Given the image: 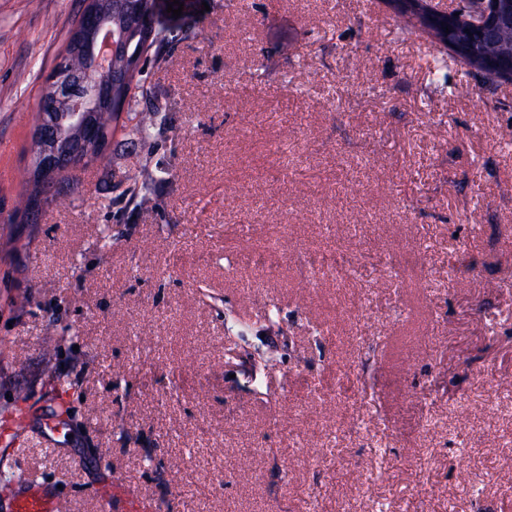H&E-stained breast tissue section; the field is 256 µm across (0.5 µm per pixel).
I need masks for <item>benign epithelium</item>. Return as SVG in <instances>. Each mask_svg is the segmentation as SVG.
I'll return each instance as SVG.
<instances>
[{
  "instance_id": "benign-epithelium-1",
  "label": "benign epithelium",
  "mask_w": 512,
  "mask_h": 512,
  "mask_svg": "<svg viewBox=\"0 0 512 512\" xmlns=\"http://www.w3.org/2000/svg\"><path fill=\"white\" fill-rule=\"evenodd\" d=\"M389 9L404 16L420 31L452 52L459 43L448 42L444 23H458L455 13H470L466 28L471 42L490 45L512 24V0H472L470 9L464 3L450 0H387ZM125 19L122 28L112 27V12ZM80 38L73 56H82L88 66L73 62L54 66L48 86L39 100L41 119L34 130L39 149L35 153V170L50 191L64 173L85 167L89 149L101 143L102 132L93 121L94 111L110 105L112 87L125 83L122 61L135 62L142 47L134 45L140 34L154 31L153 8L143 11L135 0H111V8L85 6L76 21ZM478 69L500 82H512V54L499 52L482 57Z\"/></svg>"
}]
</instances>
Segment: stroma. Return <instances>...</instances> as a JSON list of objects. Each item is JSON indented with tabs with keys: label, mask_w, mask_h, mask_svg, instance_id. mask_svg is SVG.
Instances as JSON below:
<instances>
[{
	"label": "stroma",
	"mask_w": 512,
	"mask_h": 512,
	"mask_svg": "<svg viewBox=\"0 0 512 512\" xmlns=\"http://www.w3.org/2000/svg\"><path fill=\"white\" fill-rule=\"evenodd\" d=\"M167 3L165 134L115 129L31 218L85 2L0 0V512L23 468L66 512L116 482L156 512H512V82L382 0ZM330 247L358 262L314 279ZM272 248L276 275L239 261ZM339 375L355 397L297 401ZM161 170L143 166L137 175L132 179V183L124 192L128 204H134L135 208L148 206L152 202L154 187L159 181Z\"/></svg>",
	"instance_id": "35a3bbf8"
}]
</instances>
